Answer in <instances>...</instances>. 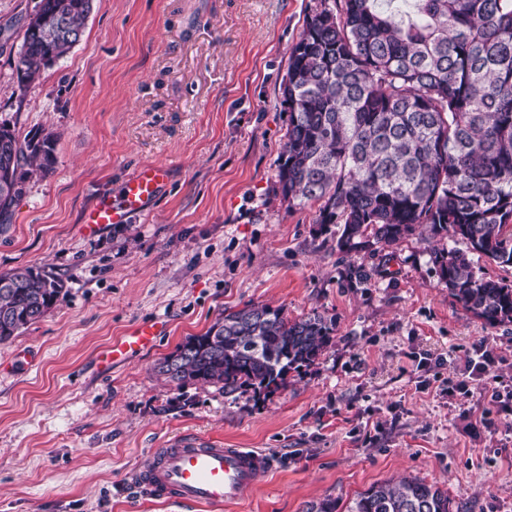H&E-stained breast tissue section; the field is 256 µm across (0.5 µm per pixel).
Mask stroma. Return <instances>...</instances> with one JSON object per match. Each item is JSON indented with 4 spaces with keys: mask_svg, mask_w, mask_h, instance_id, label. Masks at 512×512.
I'll use <instances>...</instances> for the list:
<instances>
[{
    "mask_svg": "<svg viewBox=\"0 0 512 512\" xmlns=\"http://www.w3.org/2000/svg\"><path fill=\"white\" fill-rule=\"evenodd\" d=\"M38 0H0V123L55 138L0 234V272L38 267L67 294L0 344V512H194L122 494L151 449L182 434L256 448L277 465L222 512L347 506L404 476L447 491L453 512H512V414L481 388L447 396L486 341L512 381V323L466 311L420 235L342 255L318 203L289 207L276 178L289 112L282 84L321 0H94L81 40L20 87ZM163 163L148 212L83 229L101 193ZM283 309L331 321L314 365L266 400L178 386L157 363L227 311ZM167 332L104 373V345L141 323ZM33 357L17 366V352Z\"/></svg>",
    "mask_w": 512,
    "mask_h": 512,
    "instance_id": "35a3bbf8",
    "label": "stroma"
}]
</instances>
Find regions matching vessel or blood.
<instances>
[{"mask_svg": "<svg viewBox=\"0 0 512 512\" xmlns=\"http://www.w3.org/2000/svg\"><path fill=\"white\" fill-rule=\"evenodd\" d=\"M168 178L166 165L141 167L117 194L97 197L84 213L85 227L99 231L144 213ZM164 330L158 322L132 328L99 354V365L108 369L131 360L154 346ZM273 465L266 452L226 448L214 439L186 434L155 449L147 463L131 472L125 487L145 500L202 506L217 512L226 504L243 500Z\"/></svg>", "mask_w": 512, "mask_h": 512, "instance_id": "obj_1", "label": "vessel or blood"}]
</instances>
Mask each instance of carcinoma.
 <instances>
[{
  "label": "carcinoma",
  "mask_w": 512,
  "mask_h": 512,
  "mask_svg": "<svg viewBox=\"0 0 512 512\" xmlns=\"http://www.w3.org/2000/svg\"><path fill=\"white\" fill-rule=\"evenodd\" d=\"M90 0H40L71 36L45 22L25 26L21 85L81 39ZM321 0L306 16L282 86L287 141L277 182L288 206L319 201L316 223L340 225L339 252L396 243L424 228L512 267V0ZM54 137L0 136V232L34 173L48 174ZM12 173L14 190L4 192ZM451 295L489 325L512 323V285L479 275L468 256L435 249ZM66 295L33 267L0 273V343L36 323ZM317 312L290 319L246 306L188 336L156 366L181 386L226 395L277 390L331 341ZM347 512H452L448 493L415 477L370 486Z\"/></svg>",
  "instance_id": "carcinoma-1"
}]
</instances>
